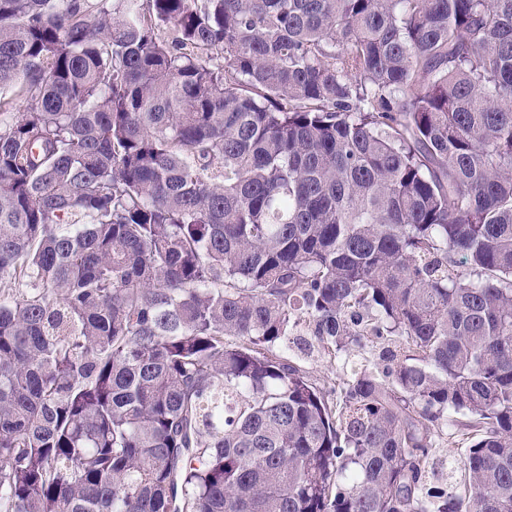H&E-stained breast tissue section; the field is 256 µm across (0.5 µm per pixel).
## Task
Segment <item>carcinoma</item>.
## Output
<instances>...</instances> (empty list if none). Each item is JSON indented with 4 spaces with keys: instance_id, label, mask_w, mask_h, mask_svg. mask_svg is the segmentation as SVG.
Masks as SVG:
<instances>
[{
    "instance_id": "carcinoma-1",
    "label": "carcinoma",
    "mask_w": 512,
    "mask_h": 512,
    "mask_svg": "<svg viewBox=\"0 0 512 512\" xmlns=\"http://www.w3.org/2000/svg\"><path fill=\"white\" fill-rule=\"evenodd\" d=\"M5 89L0 512H512V0H0ZM302 338L295 343H288L286 354L288 359L299 366L309 376L310 380L319 388L329 390L333 382L336 381L337 374H342L343 361L349 360L352 365H363L373 362L379 352V348L384 343L383 339L370 338L361 346H350L346 352H343L335 360L323 354L318 349L314 336L309 331H303ZM306 341V342H304ZM308 344L311 347H308ZM456 436H449L447 432L438 439L437 448H434V457L438 461L447 460L448 463L458 461L463 457L468 441Z\"/></svg>"
}]
</instances>
